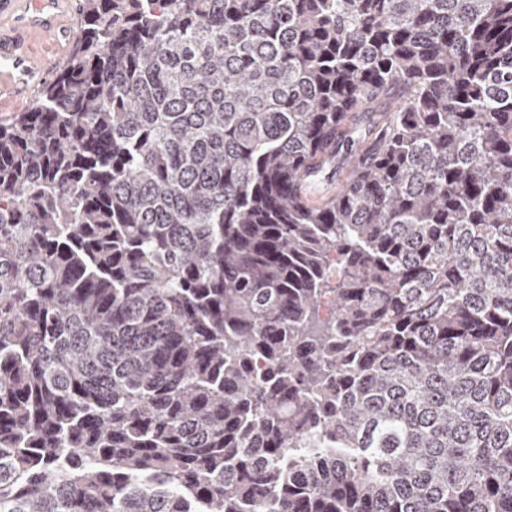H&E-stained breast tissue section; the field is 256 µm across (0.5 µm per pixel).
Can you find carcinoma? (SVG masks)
<instances>
[{"instance_id": "1", "label": "carcinoma", "mask_w": 512, "mask_h": 512, "mask_svg": "<svg viewBox=\"0 0 512 512\" xmlns=\"http://www.w3.org/2000/svg\"><path fill=\"white\" fill-rule=\"evenodd\" d=\"M79 11L0 120V512H512V0ZM329 176V179H325L318 183H312L307 187L306 193L312 202L319 203L322 198L336 193V187H338L344 179V174L341 172H337L336 174L333 173Z\"/></svg>"}]
</instances>
